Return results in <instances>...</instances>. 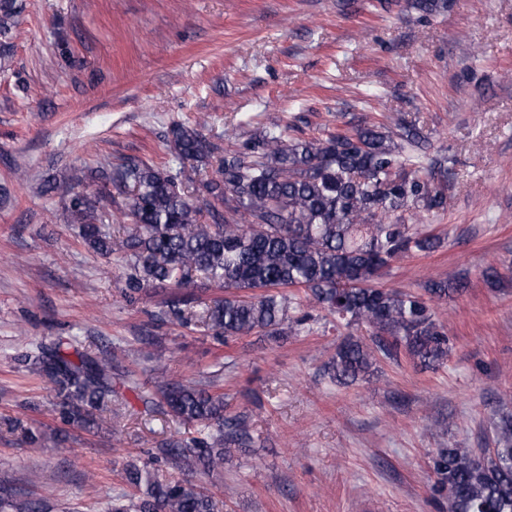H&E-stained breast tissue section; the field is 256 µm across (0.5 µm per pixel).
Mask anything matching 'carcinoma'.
<instances>
[{
	"label": "carcinoma",
	"instance_id": "cac0c4a2",
	"mask_svg": "<svg viewBox=\"0 0 512 512\" xmlns=\"http://www.w3.org/2000/svg\"><path fill=\"white\" fill-rule=\"evenodd\" d=\"M22 10V0H0V62L12 55ZM167 142L181 162H217L216 176L197 188L182 170L123 157L110 171L89 168L46 187L66 201L90 251L125 263L124 299L198 273L226 291L200 320L227 340L300 333L306 319L288 316L281 289L303 290L336 324L371 332L370 344L344 338L328 362L332 378L346 385L369 378L383 357L403 353L428 367L447 360L450 339L431 302L447 299L461 282L429 280L420 293L380 282L395 262L442 245L440 236L411 223L448 207V156L426 160L428 137L415 123L400 115L388 126L365 123L311 137L294 136L287 126L262 131L239 150L221 148L197 123L178 124ZM23 363L54 385L67 425H95L116 393L112 362L62 339ZM158 391L167 415L207 431L190 443L160 444L155 458L172 468L218 473L232 448L250 442L248 416L224 417V393L175 379ZM433 473L448 512H512V413L493 422L488 447L438 449ZM124 478L136 494L113 499L107 512H215L202 487L160 481L134 456ZM53 509L0 492V512Z\"/></svg>",
	"mask_w": 512,
	"mask_h": 512
}]
</instances>
